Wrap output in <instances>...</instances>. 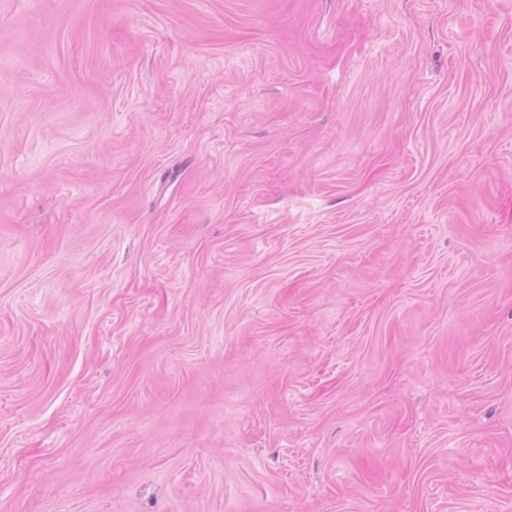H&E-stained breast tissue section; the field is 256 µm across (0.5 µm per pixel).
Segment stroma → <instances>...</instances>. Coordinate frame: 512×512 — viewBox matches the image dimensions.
<instances>
[{
  "label": "stroma",
  "instance_id": "obj_1",
  "mask_svg": "<svg viewBox=\"0 0 512 512\" xmlns=\"http://www.w3.org/2000/svg\"><path fill=\"white\" fill-rule=\"evenodd\" d=\"M0 512H512V0H0Z\"/></svg>",
  "mask_w": 512,
  "mask_h": 512
}]
</instances>
